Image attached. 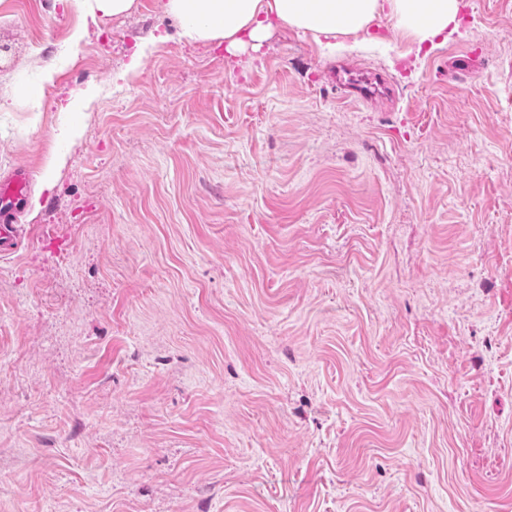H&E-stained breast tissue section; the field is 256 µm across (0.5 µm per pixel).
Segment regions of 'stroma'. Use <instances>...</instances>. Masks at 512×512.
Masks as SVG:
<instances>
[{"label":"stroma","mask_w":512,"mask_h":512,"mask_svg":"<svg viewBox=\"0 0 512 512\" xmlns=\"http://www.w3.org/2000/svg\"><path fill=\"white\" fill-rule=\"evenodd\" d=\"M458 19L231 54L0 0V512H512V0ZM30 174L23 167L13 169L6 180L0 181V256L17 252L14 224L26 199Z\"/></svg>","instance_id":"stroma-1"}]
</instances>
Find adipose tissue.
<instances>
[{"mask_svg": "<svg viewBox=\"0 0 512 512\" xmlns=\"http://www.w3.org/2000/svg\"><path fill=\"white\" fill-rule=\"evenodd\" d=\"M186 42L220 40L234 50L263 41L273 28H291L333 50L339 37L370 33L388 15L412 49L435 47L457 27L459 0H162Z\"/></svg>", "mask_w": 512, "mask_h": 512, "instance_id": "obj_1", "label": "adipose tissue"}]
</instances>
